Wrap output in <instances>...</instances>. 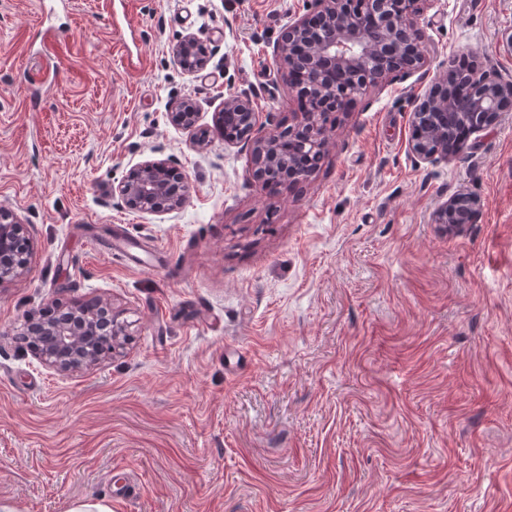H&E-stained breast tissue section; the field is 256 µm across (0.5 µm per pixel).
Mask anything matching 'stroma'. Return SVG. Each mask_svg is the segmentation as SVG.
<instances>
[{"label": "stroma", "mask_w": 512, "mask_h": 512, "mask_svg": "<svg viewBox=\"0 0 512 512\" xmlns=\"http://www.w3.org/2000/svg\"><path fill=\"white\" fill-rule=\"evenodd\" d=\"M306 9L73 0L45 25L42 0H0V206L34 238L26 277L0 286V502L16 512H512V110L454 160L410 148L417 98L461 57L512 82V0H425L424 67L332 113L302 188L264 189L239 144L194 139L243 89L294 120L271 45ZM187 35L213 53L203 72L173 55ZM177 98L194 129L171 122ZM150 160L189 203L104 206ZM459 191L480 207L452 231L434 213ZM116 224L174 263L127 268L105 251ZM92 298L129 325L93 368L60 374L15 344L27 315Z\"/></svg>", "instance_id": "35a3bbf8"}]
</instances>
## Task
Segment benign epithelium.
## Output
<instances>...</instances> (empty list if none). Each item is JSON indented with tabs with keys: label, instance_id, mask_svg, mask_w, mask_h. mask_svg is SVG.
Instances as JSON below:
<instances>
[{
	"label": "benign epithelium",
	"instance_id": "obj_1",
	"mask_svg": "<svg viewBox=\"0 0 512 512\" xmlns=\"http://www.w3.org/2000/svg\"><path fill=\"white\" fill-rule=\"evenodd\" d=\"M311 8L303 15L288 17L271 55L275 62L288 63V81L299 103L294 125L288 136L302 149H325L328 128L321 121L322 112H340L368 88L375 87L398 73H410L424 64L421 36L415 18L422 0H370L369 12L353 9L351 0H308ZM197 43L184 37L173 49L182 69L196 72L205 68L210 57H191L188 50ZM447 80L434 82L426 95L417 99L413 124L431 107L443 109L438 123L446 131L457 132L453 148L433 146L424 136L415 135L411 149L425 162L451 160L461 150V136L483 131L498 121L512 106V82L504 83L491 74L471 72L466 85L454 95L446 93ZM224 116L241 123L244 132L236 143L249 149L252 178L265 185L277 171L275 146L283 127L275 126L261 133L250 94L243 91L224 99ZM196 105L190 99L176 103L172 121L191 130L197 122ZM168 167L163 162H146L138 176L122 179L112 186V198L141 212H173L191 197V185L185 181L178 190L168 182ZM478 200L460 193L441 203L435 222L454 227L474 222ZM34 242L28 225L8 208H0V286L22 278L29 269ZM127 335V324L112 314L106 301L77 306L60 317H26L17 332L23 339H38L36 351L40 363L59 373L88 369L107 353L102 345L115 344Z\"/></svg>",
	"mask_w": 512,
	"mask_h": 512
}]
</instances>
